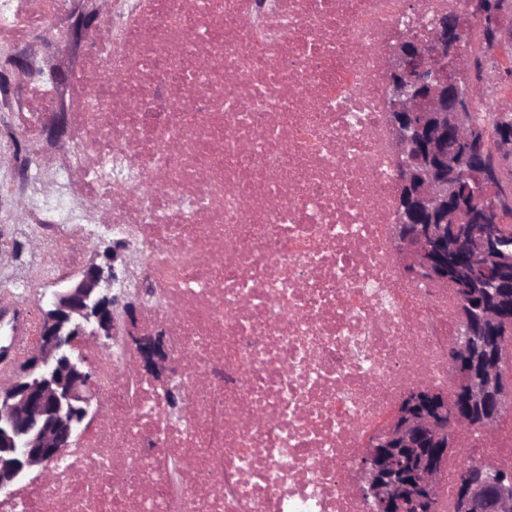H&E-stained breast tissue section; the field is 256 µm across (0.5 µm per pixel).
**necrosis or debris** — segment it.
<instances>
[{"mask_svg":"<svg viewBox=\"0 0 512 512\" xmlns=\"http://www.w3.org/2000/svg\"><path fill=\"white\" fill-rule=\"evenodd\" d=\"M449 14L480 25L476 0H99L66 88L39 65L0 91L27 145L0 199L23 194L43 246L0 282L22 302L123 245L112 287L174 360L162 386L124 336L86 337L106 414L0 512H369V436L415 385L453 389L458 297L403 276L390 238L385 89L396 41ZM74 29V0H0V48ZM458 445L432 512H455L462 460L512 470V408Z\"/></svg>","mask_w":512,"mask_h":512,"instance_id":"1","label":"necrosis or debris"}]
</instances>
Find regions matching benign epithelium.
I'll list each match as a JSON object with an SVG mask.
<instances>
[{
  "label": "benign epithelium",
  "instance_id": "1",
  "mask_svg": "<svg viewBox=\"0 0 512 512\" xmlns=\"http://www.w3.org/2000/svg\"><path fill=\"white\" fill-rule=\"evenodd\" d=\"M492 39L501 32L497 0H478ZM433 42L413 38L392 50L388 103L399 162V197L393 240L401 271L445 280L448 264L481 274L493 303L478 314L460 312L463 330L451 352L456 396L437 395L428 384L408 391L388 423L358 461V488L371 512H431L437 477L462 431L488 430L512 406V386L501 373L492 341L512 332V262H483L504 230L502 213L485 199L496 188L487 177V153L472 125L470 59L460 49V28L435 20ZM112 249L105 264L91 263L54 291L39 309V336L18 379L0 387V495H12L27 474L50 479L51 463L77 434L102 414L96 371L80 350L93 336L110 340L123 308L126 335L139 370L164 386L170 355L161 338L145 335L142 307L112 296ZM457 512H512V473L480 468L461 478Z\"/></svg>",
  "mask_w": 512,
  "mask_h": 512
}]
</instances>
